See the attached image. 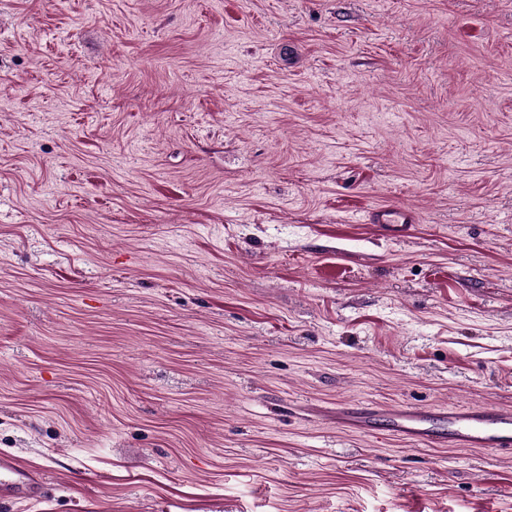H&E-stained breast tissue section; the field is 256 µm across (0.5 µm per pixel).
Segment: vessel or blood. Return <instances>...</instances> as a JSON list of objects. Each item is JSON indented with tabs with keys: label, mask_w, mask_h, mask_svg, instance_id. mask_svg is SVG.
Returning a JSON list of instances; mask_svg holds the SVG:
<instances>
[{
	"label": "vessel or blood",
	"mask_w": 512,
	"mask_h": 512,
	"mask_svg": "<svg viewBox=\"0 0 512 512\" xmlns=\"http://www.w3.org/2000/svg\"><path fill=\"white\" fill-rule=\"evenodd\" d=\"M367 221L387 233L404 234L412 228V212L381 206ZM336 425L350 432H378L419 441L436 448H489L512 450V407L425 409L414 404L387 406L358 403L337 407ZM47 474L30 468L16 455L0 454V503L43 501Z\"/></svg>",
	"instance_id": "vessel-or-blood-1"
}]
</instances>
